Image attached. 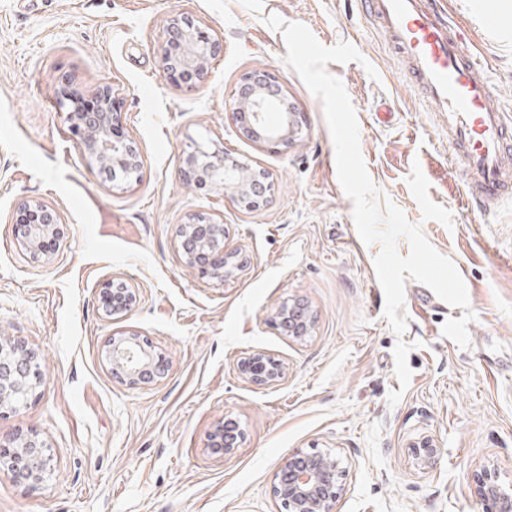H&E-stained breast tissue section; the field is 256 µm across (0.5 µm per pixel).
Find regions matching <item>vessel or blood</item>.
<instances>
[{
  "mask_svg": "<svg viewBox=\"0 0 512 512\" xmlns=\"http://www.w3.org/2000/svg\"><path fill=\"white\" fill-rule=\"evenodd\" d=\"M401 63V75L448 117V153L465 174L468 207L512 199V123L494 105V83L478 69L448 0H360Z\"/></svg>",
  "mask_w": 512,
  "mask_h": 512,
  "instance_id": "vessel-or-blood-1",
  "label": "vessel or blood"
}]
</instances>
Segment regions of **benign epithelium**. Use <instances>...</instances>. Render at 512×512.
<instances>
[{
  "mask_svg": "<svg viewBox=\"0 0 512 512\" xmlns=\"http://www.w3.org/2000/svg\"><path fill=\"white\" fill-rule=\"evenodd\" d=\"M222 52V44L202 33L194 19L178 15L172 17L166 28V42L162 50L163 68L182 78L191 74L204 77L211 61ZM60 107L66 110L65 122L77 136L76 145L81 154L91 160L100 157L125 169L140 167L130 139L116 135L120 113L113 111L112 88L103 86L96 91L97 109L80 112L67 108L71 100L68 87H58ZM244 132L253 139L278 148H286L303 134L300 113L288 104V97L274 74L267 70L246 72L233 103ZM280 112L276 124L267 121V112ZM185 175L196 184L211 186L231 193L235 201L247 210L260 208L270 196L272 184L260 174L246 176L240 165L224 152L195 149L184 158ZM25 219L18 224L19 244L30 253L45 260L53 247L59 244L64 232L57 212L39 200L22 203ZM177 237L188 267L201 278L224 281L242 271L244 262L238 254L224 248V225L208 214L200 212L179 225ZM138 293L127 291L118 297L112 282L105 283L99 292L102 309L112 315L127 314L136 306ZM272 320L288 336L303 342L311 329L308 310L300 303L284 304L272 315ZM112 375L131 385L150 383L161 379L167 366L156 358L131 334L112 339L108 350ZM239 373L257 385L276 386L288 375V365L271 354L257 350L241 358ZM44 375L38 355L25 345L0 342V418L26 406ZM13 394L17 402L4 405V398ZM243 432L235 429L227 437L226 424L210 434L213 453L228 456L238 447ZM416 465L425 470L438 456L439 448L432 440L423 438L412 445ZM13 470L38 482L47 468L46 445L36 434L0 437V461ZM346 473L338 455L319 451H296L287 454L275 475L273 495L281 501L286 512H334L340 490V480ZM472 492L483 506V512H512V491L499 484V473L493 465H485L472 476Z\"/></svg>",
  "mask_w": 512,
  "mask_h": 512,
  "instance_id": "7a95c632",
  "label": "benign epithelium"
}]
</instances>
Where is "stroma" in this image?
<instances>
[{
	"label": "stroma",
	"mask_w": 512,
	"mask_h": 512,
	"mask_svg": "<svg viewBox=\"0 0 512 512\" xmlns=\"http://www.w3.org/2000/svg\"><path fill=\"white\" fill-rule=\"evenodd\" d=\"M451 10L512 117V0H451ZM178 13L223 44L199 83H173L161 66ZM271 15L361 53L327 70L355 109L371 181L461 274L476 315L468 346L442 332L462 308L411 279L407 326L390 327L381 246L359 237L322 103L285 64ZM260 68L302 115L303 136L285 149L246 136L233 109L240 77ZM63 83L84 100L111 85L139 181H107L80 154L59 108ZM197 147L264 170L268 203L247 210L186 181L182 158ZM462 190L447 117L401 80L359 0H0V339L22 340L44 373L36 397L0 418V435L38 433L51 457L34 487L0 467V512H279L282 459L314 448L346 463L337 512H482L476 469L495 465L512 484V203L474 215ZM32 198L66 233L47 265L14 234ZM197 211L223 222L225 248L246 262L240 275L219 284L184 264L175 229ZM112 279L140 296L117 319L98 306ZM286 301L308 307L305 342L271 321ZM132 333L165 355L160 381L132 386L109 370L110 339ZM256 350L287 364L279 386L239 375ZM227 419L245 436L219 459L208 436ZM424 437L440 450L425 471L410 450Z\"/></svg>",
	"instance_id": "stroma-1"
}]
</instances>
